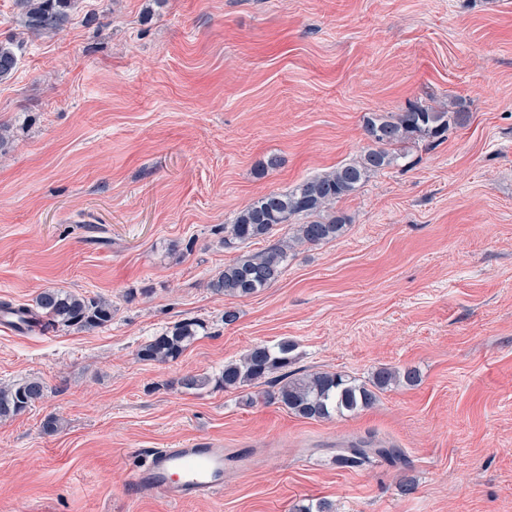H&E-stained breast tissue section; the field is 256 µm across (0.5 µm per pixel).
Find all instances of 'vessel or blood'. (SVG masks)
<instances>
[{
    "label": "vessel or blood",
    "instance_id": "b4317fda",
    "mask_svg": "<svg viewBox=\"0 0 512 512\" xmlns=\"http://www.w3.org/2000/svg\"><path fill=\"white\" fill-rule=\"evenodd\" d=\"M225 461L223 446L210 441L184 448H155L145 453L133 483L166 501L197 499L223 487Z\"/></svg>",
    "mask_w": 512,
    "mask_h": 512
}]
</instances>
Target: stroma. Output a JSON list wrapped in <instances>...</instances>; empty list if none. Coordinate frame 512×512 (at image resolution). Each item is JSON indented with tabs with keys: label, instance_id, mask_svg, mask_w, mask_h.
Returning <instances> with one entry per match:
<instances>
[{
	"label": "stroma",
	"instance_id": "1",
	"mask_svg": "<svg viewBox=\"0 0 512 512\" xmlns=\"http://www.w3.org/2000/svg\"><path fill=\"white\" fill-rule=\"evenodd\" d=\"M6 40L0 302L59 287L115 312L86 332L0 322V386H47L0 419V512H512V0H79L47 32L0 0ZM411 103L470 119L339 202L344 233L297 247L270 288H208L246 204L357 158L364 116ZM185 318L208 333L179 360L137 359ZM283 340L292 373L419 383L317 421L272 383L251 404L178 383ZM206 439L245 458L221 490L170 504L134 487L146 449ZM371 439L409 467L337 465Z\"/></svg>",
	"mask_w": 512,
	"mask_h": 512
}]
</instances>
